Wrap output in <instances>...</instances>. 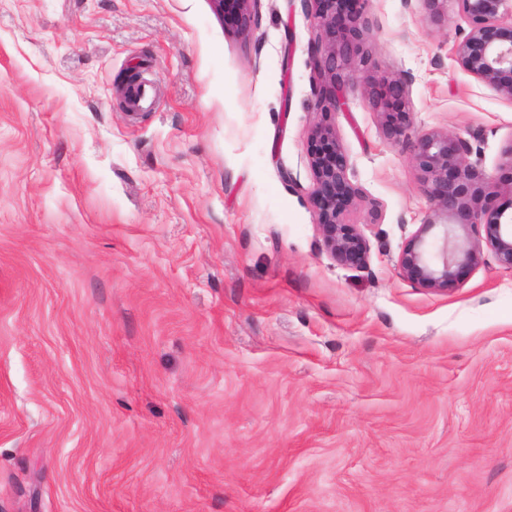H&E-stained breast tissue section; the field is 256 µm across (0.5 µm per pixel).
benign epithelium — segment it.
Segmentation results:
<instances>
[{"label":"benign epithelium","instance_id":"1","mask_svg":"<svg viewBox=\"0 0 512 512\" xmlns=\"http://www.w3.org/2000/svg\"><path fill=\"white\" fill-rule=\"evenodd\" d=\"M468 21L469 29L452 47L457 65L512 101V0H421L433 30L448 27V2ZM314 32L309 66L318 92V119L310 131L308 166L322 246L336 263L366 266L367 237L346 219L351 208L368 206L377 223V206L350 177L351 162L336 136V113L347 109L346 80L354 61L368 65L361 44L367 33L369 0H308ZM215 14L234 33L251 34L257 0H210ZM407 82L391 72L366 82V92L388 136L406 142L429 208L398 256L404 276L427 288L445 290L460 270L480 263L484 251L512 271V182L494 181L469 160L471 147L446 129L418 130L405 108ZM484 234L473 236V228Z\"/></svg>","mask_w":512,"mask_h":512}]
</instances>
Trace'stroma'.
<instances>
[{
  "label": "stroma",
  "mask_w": 512,
  "mask_h": 512,
  "mask_svg": "<svg viewBox=\"0 0 512 512\" xmlns=\"http://www.w3.org/2000/svg\"><path fill=\"white\" fill-rule=\"evenodd\" d=\"M310 10L259 0L244 39L209 0H0V512H512V271L400 275L429 202L365 83L401 72L504 184L512 102L458 11L371 0L336 134L380 219L339 265Z\"/></svg>",
  "instance_id": "obj_1"
}]
</instances>
